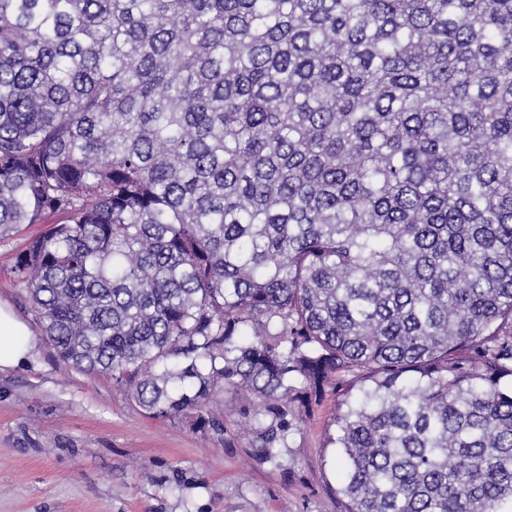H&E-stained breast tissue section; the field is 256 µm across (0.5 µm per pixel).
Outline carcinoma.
Masks as SVG:
<instances>
[{
  "mask_svg": "<svg viewBox=\"0 0 512 512\" xmlns=\"http://www.w3.org/2000/svg\"><path fill=\"white\" fill-rule=\"evenodd\" d=\"M66 364L346 512H512V0H0V238Z\"/></svg>",
  "mask_w": 512,
  "mask_h": 512,
  "instance_id": "obj_1",
  "label": "carcinoma"
}]
</instances>
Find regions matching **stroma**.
<instances>
[{"label":"stroma","instance_id":"1","mask_svg":"<svg viewBox=\"0 0 512 512\" xmlns=\"http://www.w3.org/2000/svg\"><path fill=\"white\" fill-rule=\"evenodd\" d=\"M42 230L23 224L0 239V303L34 342L25 365L0 371V512H345L327 443L334 395L278 462L263 463L240 424L242 393L221 391L213 403L228 424L220 437L185 418H150L111 377L63 363L11 274Z\"/></svg>","mask_w":512,"mask_h":512}]
</instances>
